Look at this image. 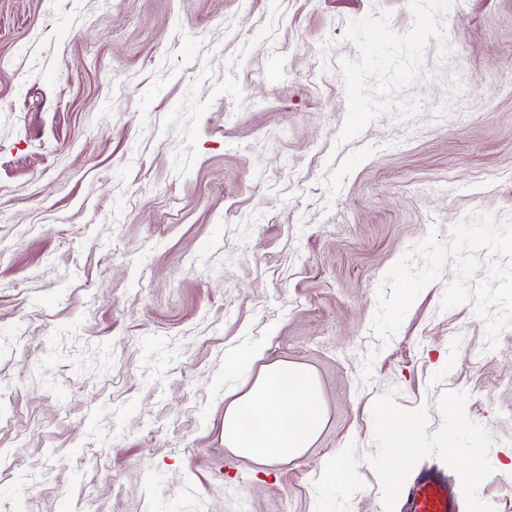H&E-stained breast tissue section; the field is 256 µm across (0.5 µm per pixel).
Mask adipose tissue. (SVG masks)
I'll list each match as a JSON object with an SVG mask.
<instances>
[{
    "label": "adipose tissue",
    "mask_w": 512,
    "mask_h": 512,
    "mask_svg": "<svg viewBox=\"0 0 512 512\" xmlns=\"http://www.w3.org/2000/svg\"><path fill=\"white\" fill-rule=\"evenodd\" d=\"M321 424L313 378L304 370L277 364L227 406L224 443L243 456L271 460L299 454Z\"/></svg>",
    "instance_id": "obj_1"
}]
</instances>
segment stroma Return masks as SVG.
Wrapping results in <instances>:
<instances>
[{"instance_id":"1","label":"stroma","mask_w":512,"mask_h":512,"mask_svg":"<svg viewBox=\"0 0 512 512\" xmlns=\"http://www.w3.org/2000/svg\"><path fill=\"white\" fill-rule=\"evenodd\" d=\"M473 211L512 213V0H0V512H315L351 444L383 512L393 387L433 431L468 393L512 512V326L441 309L448 267L371 331ZM279 363L323 425L258 463L224 409Z\"/></svg>"}]
</instances>
